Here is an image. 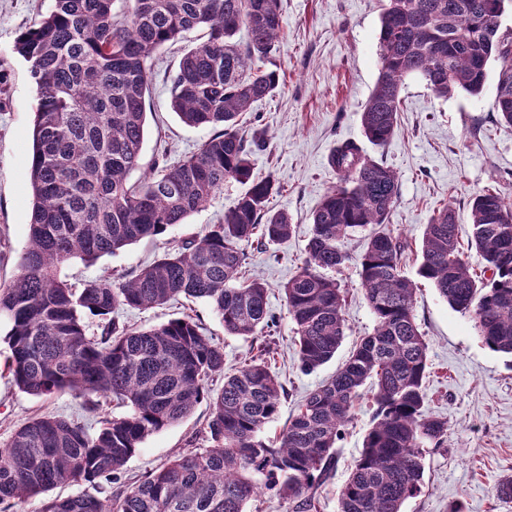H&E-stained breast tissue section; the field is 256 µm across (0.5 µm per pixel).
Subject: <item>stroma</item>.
Listing matches in <instances>:
<instances>
[{
    "mask_svg": "<svg viewBox=\"0 0 512 512\" xmlns=\"http://www.w3.org/2000/svg\"><path fill=\"white\" fill-rule=\"evenodd\" d=\"M51 5L52 0H0V285L17 272L31 214L26 155L36 88L14 45L19 32ZM381 17L382 0H283V37L264 61L265 68L279 73L280 86L241 117L244 129L266 130L269 147L254 155L252 178L274 176L280 190L269 207L288 213L294 226L287 241L245 248L243 279H258L268 287V306L275 317L269 337L226 334L220 318L201 299L180 296L160 307L119 314L120 322L139 329L193 317L223 350L228 373L241 368L263 342H270L272 370L284 389L280 413L264 429L271 438L287 426L298 402L330 379L373 330L374 318L354 262L365 235L344 243L351 260L336 277L348 293L345 336L335 357L315 372L299 368L294 324L282 287L306 256L313 211L336 183L328 163L331 151L337 142L363 139L361 111L378 75ZM204 40V30L190 31L153 58L141 167L130 175V182H140L155 160L173 163L196 153L212 135V128L185 125L170 107V78L184 49ZM498 69L497 62L489 63L484 87L475 96L459 90L440 98L420 76L406 77L396 134L385 147L366 148L399 176L389 227L409 243L403 257L408 276L416 274L419 244L434 211L452 206L458 238L464 241L470 233L473 194L495 189L512 199V126L500 122L495 109ZM244 190V185L226 182L210 204L186 223L171 227L164 238L138 241L90 265L68 260L61 276L79 288L103 275L133 272L183 240L204 234ZM414 313L429 344L427 406L447 419L448 438L442 447L426 449L423 488L406 500L402 512H449L457 503L463 512H512V503L502 504L494 495L498 481L512 475V357L487 348L473 322L451 309L429 282L418 285ZM374 410L371 392H364L354 419L336 443L334 468L318 493L319 512H338L337 492L355 466ZM127 411V406L109 399L90 411L82 398L69 393L29 395L0 376V446L18 425L34 417L62 415L93 427L101 418ZM208 417L209 406L203 403L187 419L147 436L127 462L126 477L140 478L174 454L203 446Z\"/></svg>",
    "mask_w": 512,
    "mask_h": 512,
    "instance_id": "35a3bbf8",
    "label": "stroma"
}]
</instances>
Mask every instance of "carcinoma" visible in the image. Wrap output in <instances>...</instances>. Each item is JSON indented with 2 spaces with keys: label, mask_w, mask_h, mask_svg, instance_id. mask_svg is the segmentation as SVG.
Listing matches in <instances>:
<instances>
[{
  "label": "carcinoma",
  "mask_w": 512,
  "mask_h": 512,
  "mask_svg": "<svg viewBox=\"0 0 512 512\" xmlns=\"http://www.w3.org/2000/svg\"><path fill=\"white\" fill-rule=\"evenodd\" d=\"M115 2L53 0L15 41L37 91L27 155L31 217L19 272L0 287V315L9 320L4 369L20 391L70 392L92 411L113 397L129 411L102 418L94 432L63 416L21 424L0 447V504L41 496L40 512H247L270 491L290 512H315L336 440L368 384L376 408L339 491L338 512H402L421 492L425 447L447 439L448 421L425 409L429 344L413 309L417 283L401 268L406 241L388 229L396 171L353 140L329 155L336 185L313 212L306 257L284 286L300 369L312 372L336 354L346 292L331 273L349 260L344 240L368 227L358 268L375 324L336 375L300 401L288 427L267 439L262 431L277 418L283 390L270 348L224 376L215 393L210 383L224 372V352L194 318L135 330L112 313L182 296L208 302L231 335L274 325L265 283L240 281L244 244L255 236L283 242L293 224L268 207L279 191L274 177L251 181L265 130L246 136L238 121L280 85L279 73L261 62L281 38L282 0H124L120 15ZM507 2L384 0L378 76L361 115L365 139L383 147L396 133L405 77H422L440 97L477 95L493 59L500 63L496 112L512 125V33H499ZM199 27L207 40L184 50L170 106L185 125L214 133L198 152L130 186V174L141 168L152 59ZM242 29L247 39L240 43ZM226 181L248 188L223 219L178 251L78 290L61 279L59 266L70 258L90 263L165 235L205 208ZM470 211L465 250L453 208L431 217L416 275L471 319L489 349L512 355V203L484 190L471 197ZM468 250L481 258L485 276L471 273ZM86 313L106 318L100 334L87 336ZM205 399L206 447L178 453L113 497L48 495L61 485L124 484V466L141 442Z\"/></svg>",
  "instance_id": "carcinoma-1"
}]
</instances>
